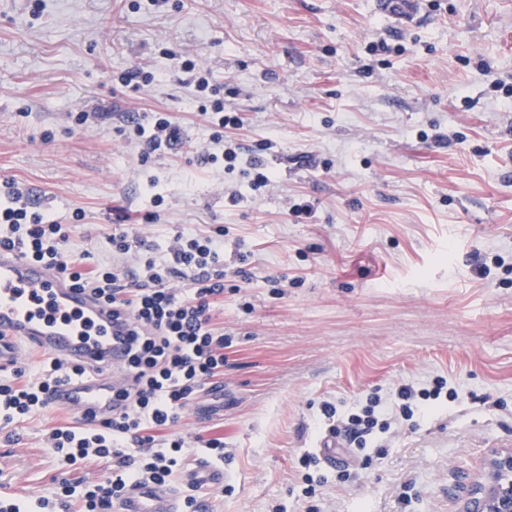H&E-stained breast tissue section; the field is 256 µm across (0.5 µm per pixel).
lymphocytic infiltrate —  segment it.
Listing matches in <instances>:
<instances>
[{
	"instance_id": "obj_1",
	"label": "lymphocytic infiltrate",
	"mask_w": 512,
	"mask_h": 512,
	"mask_svg": "<svg viewBox=\"0 0 512 512\" xmlns=\"http://www.w3.org/2000/svg\"><path fill=\"white\" fill-rule=\"evenodd\" d=\"M189 73L198 99L207 102L212 129L211 148L203 164L243 162L252 190L271 181L259 158H241L225 146V128L241 123L237 113L224 109L220 89L208 72L193 60L181 63ZM129 136L144 154L174 151L183 143L181 127L164 112L126 115ZM70 225L35 210L25 188L12 179L0 182V249L19 252L70 278L74 287L90 292L111 305L113 317H126L131 347L124 364L131 383L120 395L123 410L112 421L90 427L57 426L50 430V448L63 466L74 468L89 461L107 460L110 474L102 482L61 480L49 495L37 500L41 512H113L130 484L148 481L173 483L190 453L181 438L169 435L192 396L224 376V349L230 343L214 322V312L224 305V230L177 236L168 256L150 252L137 273L117 264L98 263L84 268V255L69 250ZM80 366L46 358L38 376L16 369L0 379V420L22 422L46 409L53 384L64 377L84 375ZM440 389L414 391L401 387L391 405L370 399L351 411L345 437L354 440L390 416L412 418L429 409ZM167 431L156 441L155 432Z\"/></svg>"
}]
</instances>
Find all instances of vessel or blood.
Returning <instances> with one entry per match:
<instances>
[{"mask_svg":"<svg viewBox=\"0 0 512 512\" xmlns=\"http://www.w3.org/2000/svg\"><path fill=\"white\" fill-rule=\"evenodd\" d=\"M126 328L125 321L113 320L111 306L75 288L56 269L0 251V367L33 348L91 369L90 376L56 384L53 409L98 423L119 413L117 394L130 383L122 370ZM115 512H182L180 489L131 484Z\"/></svg>","mask_w":512,"mask_h":512,"instance_id":"vessel-or-blood-1","label":"vessel or blood"}]
</instances>
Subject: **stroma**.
<instances>
[{
    "label": "stroma",
    "instance_id": "35a3bbf8",
    "mask_svg": "<svg viewBox=\"0 0 512 512\" xmlns=\"http://www.w3.org/2000/svg\"><path fill=\"white\" fill-rule=\"evenodd\" d=\"M0 0V180L73 225L70 246L113 257L124 213L159 251L224 228L223 390L172 432L220 436L222 486L200 512H310L299 460L338 413L401 386L445 388L427 416L365 435L358 475L323 469L322 512H455L494 448H512V0ZM188 55L224 86L272 182L202 165L210 130ZM139 66L134 91L109 73ZM112 113L75 125L72 113ZM167 112L181 156L141 148L119 113ZM162 205H154V196ZM246 261H239L240 253ZM65 413L0 428V493L36 502L66 473L48 449Z\"/></svg>",
    "mask_w": 512,
    "mask_h": 512
}]
</instances>
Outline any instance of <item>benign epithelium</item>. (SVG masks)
I'll use <instances>...</instances> for the list:
<instances>
[{
	"instance_id": "1",
	"label": "benign epithelium",
	"mask_w": 512,
	"mask_h": 512,
	"mask_svg": "<svg viewBox=\"0 0 512 512\" xmlns=\"http://www.w3.org/2000/svg\"><path fill=\"white\" fill-rule=\"evenodd\" d=\"M459 512H512V448L497 449L484 461Z\"/></svg>"
}]
</instances>
